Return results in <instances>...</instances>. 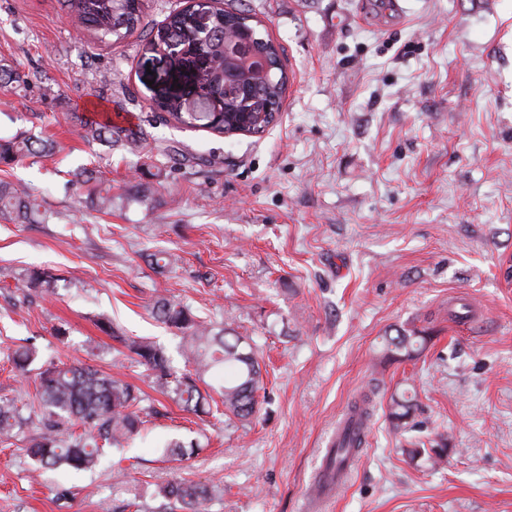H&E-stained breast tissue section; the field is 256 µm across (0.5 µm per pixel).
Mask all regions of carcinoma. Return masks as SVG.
I'll return each mask as SVG.
<instances>
[{
    "label": "carcinoma",
    "mask_w": 512,
    "mask_h": 512,
    "mask_svg": "<svg viewBox=\"0 0 512 512\" xmlns=\"http://www.w3.org/2000/svg\"><path fill=\"white\" fill-rule=\"evenodd\" d=\"M62 7L93 37L104 43H117L137 30L145 28L144 0H62ZM209 35L202 43L213 66L200 75L212 97V111L191 116L184 111L181 97L165 92V113L181 125L207 129L222 134L233 129L227 116L236 112L251 113L256 130L269 124L268 114L281 109L286 91V76L278 47L257 31L258 24L244 12L227 7L212 9ZM185 14L168 16L164 33L175 39L192 40L197 32L185 26ZM251 32L252 54L266 59L268 71L257 77L251 65L241 59L225 56L224 46L240 31ZM24 83L20 74L0 63V88ZM81 136L89 141L112 144L116 131L112 125L78 119ZM54 143L48 139L16 137L0 141V163L11 164L27 157L52 152ZM72 186L86 190L91 208L110 213L121 207L125 198L104 187L96 172L82 168L74 173ZM54 215L40 210L36 198L10 183L0 182V219L13 224H47ZM59 278L44 269H30L17 279L16 290L23 299L52 293ZM157 318L181 333L182 355L189 370L179 373L169 362L165 350L148 339L112 337L127 350V358L146 368L153 377L156 390L197 416L221 414L241 422L250 420L260 404V393L266 392L264 376L253 337L239 336L231 328L216 327L197 320L191 310L180 302L158 298L153 304ZM432 337L410 335L402 331L383 336L382 352L391 361L418 358ZM37 359L33 348L22 346L12 355L17 372L25 376ZM217 369L227 372L224 384L217 388L221 401H209L197 381ZM378 383H370L368 391L358 394L339 422L334 446L325 455V469L343 472L367 442V433L374 416V397ZM145 394L137 386L104 374L96 369L75 365H50L37 373L32 400L18 406L15 400L0 397V444L19 440L25 428H38L28 438L25 452L34 465L55 469L63 465L77 470L95 467L106 448H123L137 435L145 423ZM416 407V393L404 388L390 395L387 418L392 430L401 433L410 429ZM411 457L433 453L438 463L448 456V439L440 437L430 445L420 439L408 441ZM198 446L175 440L167 445L166 455L175 460L193 457ZM218 486L187 479H175L161 486L160 504L151 512H203V505L216 495Z\"/></svg>",
    "instance_id": "1"
}]
</instances>
